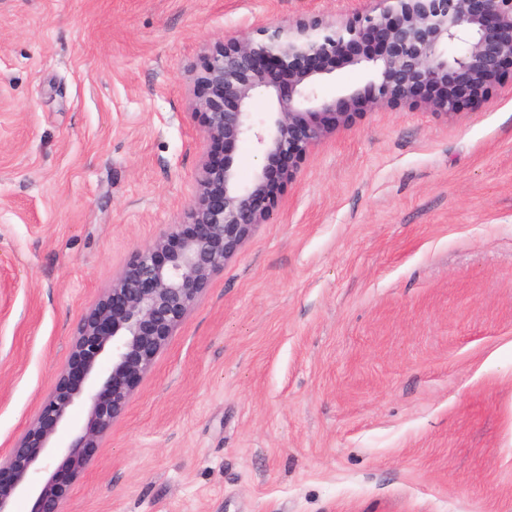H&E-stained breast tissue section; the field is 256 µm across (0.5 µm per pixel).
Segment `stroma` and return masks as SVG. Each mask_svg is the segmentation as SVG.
I'll return each mask as SVG.
<instances>
[{"label": "stroma", "mask_w": 512, "mask_h": 512, "mask_svg": "<svg viewBox=\"0 0 512 512\" xmlns=\"http://www.w3.org/2000/svg\"><path fill=\"white\" fill-rule=\"evenodd\" d=\"M375 0H0V461L180 223L208 54ZM64 512H512V76L352 110L169 338Z\"/></svg>", "instance_id": "stroma-1"}]
</instances>
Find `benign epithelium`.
Segmentation results:
<instances>
[{
	"label": "benign epithelium",
	"instance_id": "obj_1",
	"mask_svg": "<svg viewBox=\"0 0 512 512\" xmlns=\"http://www.w3.org/2000/svg\"><path fill=\"white\" fill-rule=\"evenodd\" d=\"M380 7L339 22L263 26L213 51L198 84L204 138L224 156H205L197 192L182 223L137 250L106 295L82 319L73 360L40 414L9 457L0 462V512L36 492L35 512H63L56 477L28 479L36 463L60 453L78 473L124 411L175 328L236 255L255 228L270 219L271 162L286 155L299 164L345 122L319 84L347 67L369 81L345 104L374 110L408 104L447 118L471 99L484 98L512 71V0H378ZM377 53L355 52L365 35ZM264 97L269 112L251 111ZM331 115L335 124L317 120ZM251 141L263 161L241 180L233 151ZM84 421L71 424L76 410Z\"/></svg>",
	"mask_w": 512,
	"mask_h": 512
}]
</instances>
